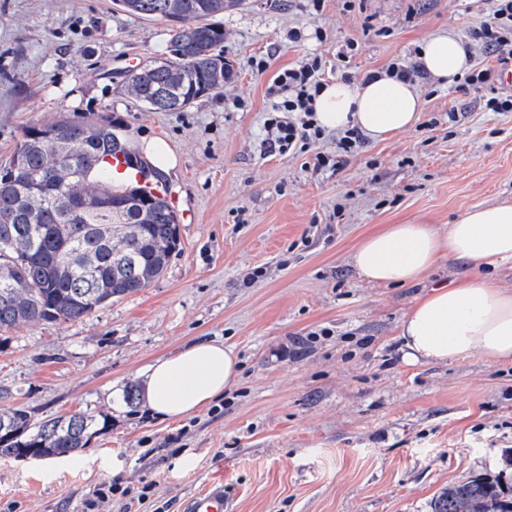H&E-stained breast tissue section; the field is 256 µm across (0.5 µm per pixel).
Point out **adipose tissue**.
I'll list each match as a JSON object with an SVG mask.
<instances>
[{"label":"adipose tissue","instance_id":"obj_1","mask_svg":"<svg viewBox=\"0 0 512 512\" xmlns=\"http://www.w3.org/2000/svg\"><path fill=\"white\" fill-rule=\"evenodd\" d=\"M419 60L443 87L470 67L462 42L448 30L424 41ZM422 108L414 83L385 75L370 82L325 84L314 102L315 118L325 130L355 127L375 141L410 129ZM446 256L477 268L512 260V204L469 207L444 231L430 224L387 225L355 247L351 262L362 279L387 286L420 280ZM400 337L404 358L411 363H442L476 354L511 363L512 291L490 278L434 287L414 301ZM238 374L239 360L231 346L198 341L145 370L143 403L151 415L179 421L207 408Z\"/></svg>","mask_w":512,"mask_h":512}]
</instances>
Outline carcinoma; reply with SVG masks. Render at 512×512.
Segmentation results:
<instances>
[{"label":"carcinoma","mask_w":512,"mask_h":512,"mask_svg":"<svg viewBox=\"0 0 512 512\" xmlns=\"http://www.w3.org/2000/svg\"><path fill=\"white\" fill-rule=\"evenodd\" d=\"M243 0H122L137 18L171 23L168 56L129 71L126 93L153 112L182 110L221 92L233 71L224 58V29L208 18ZM130 138L110 115L60 118L27 127L0 172V341L24 322L66 323L133 295L157 280L180 250L176 211L165 197L135 182L112 185L101 166L124 155L144 178L161 174L144 158L128 157ZM126 204L119 214L112 204ZM100 431L92 412L38 424L27 411L0 408V459L33 448L44 457L75 455ZM432 512H512V488L502 478L452 484Z\"/></svg>","instance_id":"1"}]
</instances>
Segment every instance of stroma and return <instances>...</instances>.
<instances>
[{
  "instance_id": "stroma-1",
  "label": "stroma",
  "mask_w": 512,
  "mask_h": 512,
  "mask_svg": "<svg viewBox=\"0 0 512 512\" xmlns=\"http://www.w3.org/2000/svg\"><path fill=\"white\" fill-rule=\"evenodd\" d=\"M490 0H246L213 16L234 79L180 112H149L127 70L163 56L167 21L113 0H0V167L24 127L108 114L135 140H164L181 249L150 287L81 320L24 323L0 342V407L32 422L91 412L105 425L54 468L0 460V512H183L222 482L229 512H431L448 485L494 477L512 453V364L480 356L410 363L401 321L429 288L467 268L440 259L417 282L361 279L356 245L388 224L446 230L465 208L512 203V112L480 93L418 81V122L365 141L336 171L307 153L271 154L267 87L322 59L324 81L411 63L433 32L467 38ZM302 41L288 40L290 30ZM356 42L347 62L337 53ZM266 61L257 72L258 61ZM458 109L448 124V108ZM259 278H252L254 269ZM234 348L240 372L213 407L178 422L124 401L145 369L194 342ZM151 484L146 501L124 488Z\"/></svg>"
}]
</instances>
